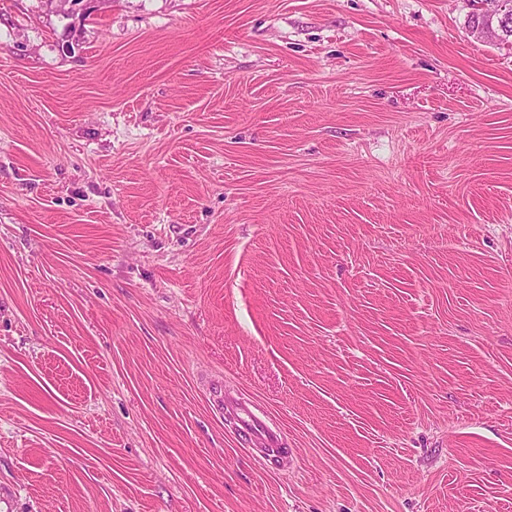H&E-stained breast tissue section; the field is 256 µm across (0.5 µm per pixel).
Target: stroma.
Instances as JSON below:
<instances>
[{
    "label": "stroma",
    "instance_id": "obj_1",
    "mask_svg": "<svg viewBox=\"0 0 512 512\" xmlns=\"http://www.w3.org/2000/svg\"><path fill=\"white\" fill-rule=\"evenodd\" d=\"M471 10L0 0V512H512V45ZM218 401L217 406L224 414L225 408L232 412L237 420L238 431L249 442H261L268 448H275L279 445L281 439V429L264 413L257 410L245 401L236 397H226L224 401V392L222 388H215Z\"/></svg>",
    "mask_w": 512,
    "mask_h": 512
}]
</instances>
